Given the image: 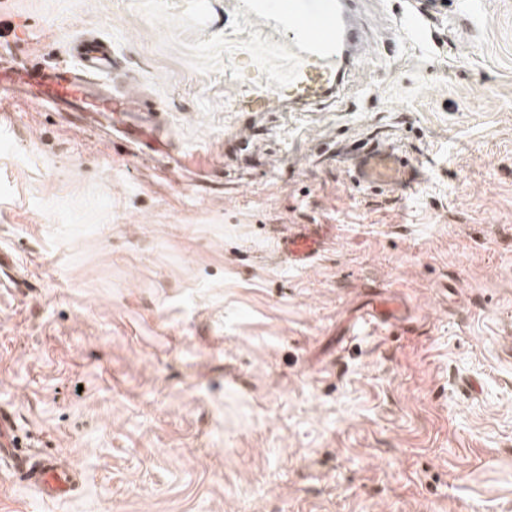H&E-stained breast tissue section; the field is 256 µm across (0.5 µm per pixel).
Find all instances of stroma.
Returning <instances> with one entry per match:
<instances>
[{
  "instance_id": "stroma-1",
  "label": "stroma",
  "mask_w": 512,
  "mask_h": 512,
  "mask_svg": "<svg viewBox=\"0 0 512 512\" xmlns=\"http://www.w3.org/2000/svg\"><path fill=\"white\" fill-rule=\"evenodd\" d=\"M339 96L266 112L226 0H0V60L111 43L170 153L0 107V407L81 473L0 512H512V0H407ZM392 144L425 176L353 183ZM317 231L292 265L283 240Z\"/></svg>"
}]
</instances>
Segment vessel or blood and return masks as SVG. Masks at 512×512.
Wrapping results in <instances>:
<instances>
[{
    "label": "vessel or blood",
    "mask_w": 512,
    "mask_h": 512,
    "mask_svg": "<svg viewBox=\"0 0 512 512\" xmlns=\"http://www.w3.org/2000/svg\"><path fill=\"white\" fill-rule=\"evenodd\" d=\"M242 15L240 30L245 36L246 56L277 62L279 80L275 89L245 91L235 99L242 112L270 109L274 95L284 94L289 105L308 107L340 93L350 74L367 57L370 27L360 0H228ZM74 64L0 66V95L18 98L33 106H49L65 112L80 123L112 130V115H123L117 130L126 142L143 147L164 145L158 137V117L141 96L112 90L106 81L115 59L111 50L90 36L72 46ZM354 179L382 190L417 181V170L394 148L370 145L358 152ZM319 249L316 232L304 231L288 237L284 251L294 264L303 265ZM0 462L12 468L19 480L40 489L46 498L70 495L74 472L51 455L33 456L0 448Z\"/></svg>",
    "instance_id": "1"
}]
</instances>
